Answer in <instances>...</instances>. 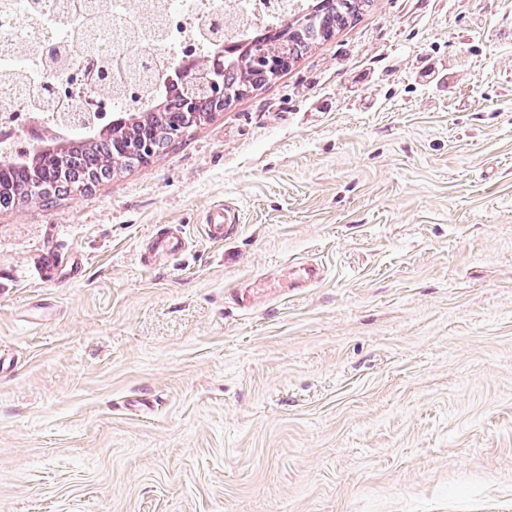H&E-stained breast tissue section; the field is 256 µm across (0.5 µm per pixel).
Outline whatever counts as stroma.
<instances>
[{
  "label": "stroma",
  "mask_w": 512,
  "mask_h": 512,
  "mask_svg": "<svg viewBox=\"0 0 512 512\" xmlns=\"http://www.w3.org/2000/svg\"><path fill=\"white\" fill-rule=\"evenodd\" d=\"M0 512H512V0H374L148 164L0 213ZM234 220L224 205H218L211 209L206 218L209 237L213 240H222L225 235L234 229Z\"/></svg>",
  "instance_id": "stroma-1"
}]
</instances>
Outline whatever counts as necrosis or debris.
Here are the masks:
<instances>
[{
	"label": "necrosis or debris",
	"instance_id": "4bbe7bcc",
	"mask_svg": "<svg viewBox=\"0 0 512 512\" xmlns=\"http://www.w3.org/2000/svg\"><path fill=\"white\" fill-rule=\"evenodd\" d=\"M51 13L38 0L0 13V80L13 93L0 102V155L18 157L21 152L50 139L68 136L70 128L60 119L63 107H77L94 114L98 124L109 123L113 113L151 104L144 87L126 84L121 94L98 91L93 70L75 60L66 75L54 77L45 51L56 47L75 55L93 37L114 49L142 47V59L154 71L185 61L203 59L210 51L206 38L214 22L223 20L224 0H180L164 11L156 37H148L149 22L142 9L127 8L124 0H112V12L122 20L120 30L102 25L89 0H59Z\"/></svg>",
	"mask_w": 512,
	"mask_h": 512
}]
</instances>
